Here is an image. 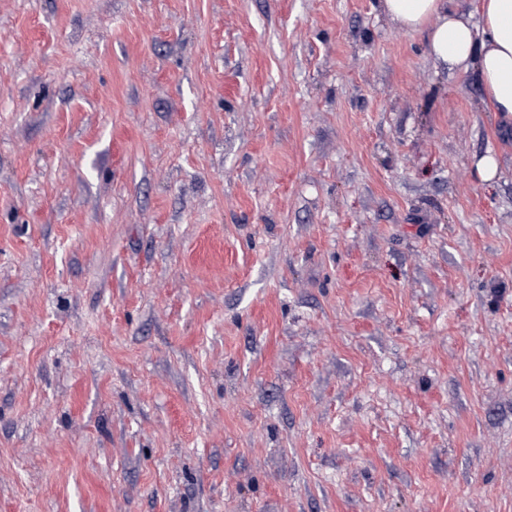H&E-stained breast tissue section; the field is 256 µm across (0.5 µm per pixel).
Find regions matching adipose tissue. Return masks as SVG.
Returning a JSON list of instances; mask_svg holds the SVG:
<instances>
[{
    "label": "adipose tissue",
    "mask_w": 512,
    "mask_h": 512,
    "mask_svg": "<svg viewBox=\"0 0 512 512\" xmlns=\"http://www.w3.org/2000/svg\"><path fill=\"white\" fill-rule=\"evenodd\" d=\"M452 0H380L397 27L426 35V51L455 70L473 72L493 111L512 120V0H480L477 18Z\"/></svg>",
    "instance_id": "ef3b65f1"
}]
</instances>
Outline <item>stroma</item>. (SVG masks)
Here are the masks:
<instances>
[{
  "instance_id": "obj_1",
  "label": "stroma",
  "mask_w": 512,
  "mask_h": 512,
  "mask_svg": "<svg viewBox=\"0 0 512 512\" xmlns=\"http://www.w3.org/2000/svg\"><path fill=\"white\" fill-rule=\"evenodd\" d=\"M424 42L0 0V512H512V123Z\"/></svg>"
}]
</instances>
